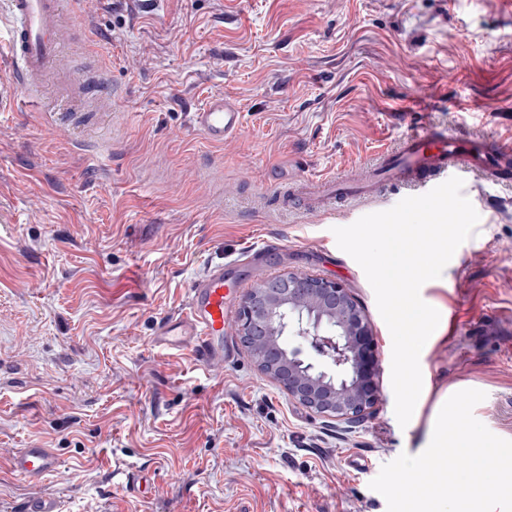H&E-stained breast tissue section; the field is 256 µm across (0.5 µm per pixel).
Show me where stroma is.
<instances>
[{"instance_id": "35a3bbf8", "label": "stroma", "mask_w": 512, "mask_h": 512, "mask_svg": "<svg viewBox=\"0 0 512 512\" xmlns=\"http://www.w3.org/2000/svg\"><path fill=\"white\" fill-rule=\"evenodd\" d=\"M65 62L42 108L0 104V512H387L382 466L423 452L443 394L512 440V184L473 182L480 216L420 296L452 311L419 358L431 390L394 413L392 337L334 228L392 208L290 212L268 177L343 176L416 127L512 135V0H64ZM244 129L221 145L189 124L209 97ZM241 281L224 365L155 347L192 281ZM340 283L370 323L380 396L346 423L291 400L237 334L247 292L286 273ZM55 449L38 482L11 460Z\"/></svg>"}]
</instances>
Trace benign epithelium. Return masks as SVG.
<instances>
[{
  "instance_id": "benign-epithelium-1",
  "label": "benign epithelium",
  "mask_w": 512,
  "mask_h": 512,
  "mask_svg": "<svg viewBox=\"0 0 512 512\" xmlns=\"http://www.w3.org/2000/svg\"><path fill=\"white\" fill-rule=\"evenodd\" d=\"M238 330L258 367L317 415L352 422L377 402L372 329L340 284L295 273L265 282L245 296ZM305 343L325 368L306 360Z\"/></svg>"
}]
</instances>
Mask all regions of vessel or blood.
<instances>
[{"label":"vessel or blood","mask_w":512,"mask_h":512,"mask_svg":"<svg viewBox=\"0 0 512 512\" xmlns=\"http://www.w3.org/2000/svg\"><path fill=\"white\" fill-rule=\"evenodd\" d=\"M2 23L9 32V78L0 82V101L20 94L35 97L50 70L61 65L62 0H0ZM191 124L209 142L221 143L241 133L243 114L232 101L213 97L193 112ZM511 166L512 139L473 138L445 127L424 126L408 131L397 150L380 152L347 177L292 185L277 176L273 182L288 190L298 210L321 213L379 197L393 187L405 196H420L454 176L501 184ZM237 286L225 277L223 265L209 266L192 282L184 312L159 322L153 343L189 350L205 367H222L224 327ZM59 465L54 449L44 447L19 449L11 463L13 471L30 482L55 472Z\"/></svg>","instance_id":"b4317fda"}]
</instances>
